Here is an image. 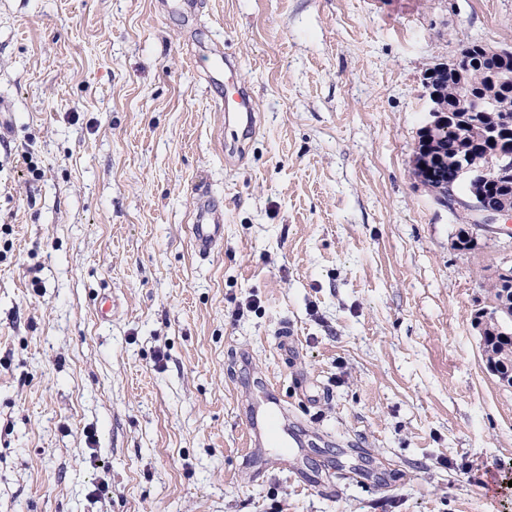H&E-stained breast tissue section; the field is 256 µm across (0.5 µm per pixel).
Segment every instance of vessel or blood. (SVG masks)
<instances>
[{
  "mask_svg": "<svg viewBox=\"0 0 512 512\" xmlns=\"http://www.w3.org/2000/svg\"><path fill=\"white\" fill-rule=\"evenodd\" d=\"M232 60L221 51H214L213 61L207 72L209 83L223 86L225 74L235 73ZM235 105L224 115V122L244 130H251L256 123L251 93L245 84L233 86ZM199 205L192 218L191 240L197 255L209 256L224 239V216L210 202L204 188H197ZM243 417L248 431L250 448L244 463L263 462L271 468H292L297 464L293 448L305 447L304 438L288 427V406L276 386L263 383L260 392H246Z\"/></svg>",
  "mask_w": 512,
  "mask_h": 512,
  "instance_id": "vessel-or-blood-1",
  "label": "vessel or blood"
}]
</instances>
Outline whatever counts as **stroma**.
Masks as SVG:
<instances>
[{"instance_id": "35a3bbf8", "label": "stroma", "mask_w": 512, "mask_h": 512, "mask_svg": "<svg viewBox=\"0 0 512 512\" xmlns=\"http://www.w3.org/2000/svg\"><path fill=\"white\" fill-rule=\"evenodd\" d=\"M158 3L0 0V512H512V387L472 323L512 238L459 250L412 169L426 73L512 49V0ZM215 44L254 94L241 152ZM264 379L331 491L243 468ZM213 61L209 70H207V78L210 84L224 87V74H233L236 72L235 64L232 60L225 58L218 49L212 54ZM195 190L199 205L192 218L191 240L197 255L207 257L224 239V215L211 204L206 189Z\"/></svg>"}]
</instances>
